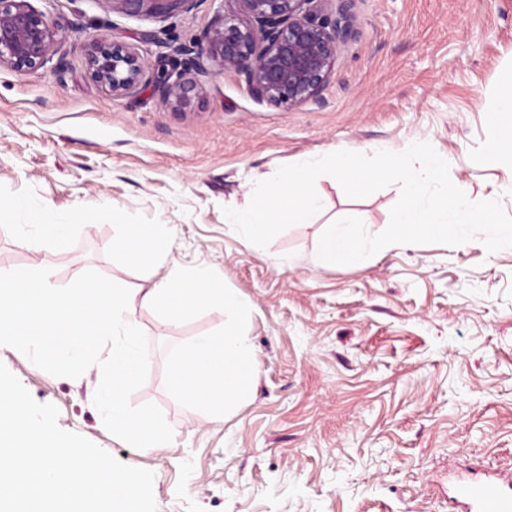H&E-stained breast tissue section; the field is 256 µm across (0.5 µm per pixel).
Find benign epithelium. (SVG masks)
<instances>
[{"label":"benign epithelium","mask_w":512,"mask_h":512,"mask_svg":"<svg viewBox=\"0 0 512 512\" xmlns=\"http://www.w3.org/2000/svg\"><path fill=\"white\" fill-rule=\"evenodd\" d=\"M128 16L189 13L197 0H101ZM235 10L217 14L196 42L175 49L186 56L176 79L147 77L138 50L102 37L92 43L87 69L114 96L137 93L152 82L173 112H190L203 99L208 67L244 77L250 93L277 108L318 97L336 62L337 50L357 34L353 0H333L325 13L316 0H233ZM62 28L30 0H0V67L37 70L58 53Z\"/></svg>","instance_id":"benign-epithelium-1"}]
</instances>
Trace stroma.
<instances>
[{
    "mask_svg": "<svg viewBox=\"0 0 512 512\" xmlns=\"http://www.w3.org/2000/svg\"><path fill=\"white\" fill-rule=\"evenodd\" d=\"M74 25L64 70L0 67V201L82 214L61 243L0 222V270L46 268L64 286L88 269L137 289L171 268L204 265L254 308L246 330L254 390L224 418L199 420L164 386L173 345L220 328L213 309L186 323L139 311L148 376L130 402L156 403L173 442L135 449L93 403L99 366L55 377L18 350L0 363L58 424L154 474L157 512H453L449 473L512 471V248L407 245L362 262L317 259L334 220L371 233L389 224L398 185L350 199L317 179L324 207L247 251L222 208L244 203L253 174L338 150L430 143L472 200L512 215V161L485 164L512 124V0H354L357 36L340 45L317 100L290 109L256 100L243 77L211 68L202 102L168 110L152 86L115 97L89 74L100 36L134 44L148 69L190 43L226 0L164 18L102 0H31ZM135 217L160 227L152 265L112 247Z\"/></svg>",
    "mask_w": 512,
    "mask_h": 512,
    "instance_id": "1",
    "label": "stroma"
}]
</instances>
